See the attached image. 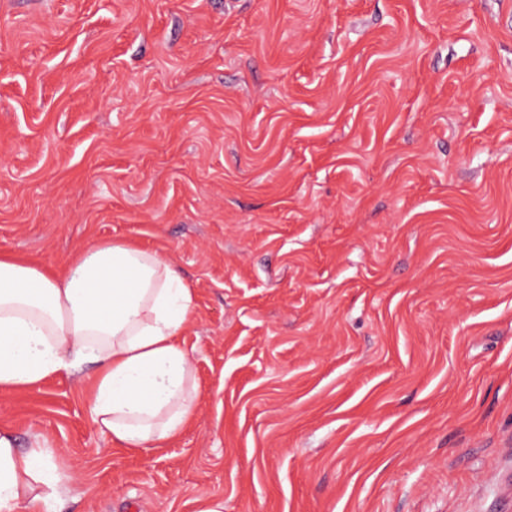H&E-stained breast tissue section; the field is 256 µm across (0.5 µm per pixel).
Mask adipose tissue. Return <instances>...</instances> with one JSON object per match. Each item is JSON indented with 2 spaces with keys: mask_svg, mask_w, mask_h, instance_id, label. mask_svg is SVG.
<instances>
[{
  "mask_svg": "<svg viewBox=\"0 0 512 512\" xmlns=\"http://www.w3.org/2000/svg\"><path fill=\"white\" fill-rule=\"evenodd\" d=\"M193 290L174 264L126 241L77 250L66 271L0 257V388L26 389L59 372L97 367L90 410L130 450L173 442L191 421L196 386L180 343ZM70 473L42 448L0 432V512L54 507Z\"/></svg>",
  "mask_w": 512,
  "mask_h": 512,
  "instance_id": "ef3b65f1",
  "label": "adipose tissue"
}]
</instances>
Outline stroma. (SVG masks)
Returning <instances> with one entry per match:
<instances>
[{
	"label": "stroma",
	"instance_id": "1",
	"mask_svg": "<svg viewBox=\"0 0 512 512\" xmlns=\"http://www.w3.org/2000/svg\"><path fill=\"white\" fill-rule=\"evenodd\" d=\"M108 239L195 291V417L0 389L57 512H512V0H0V255Z\"/></svg>",
	"mask_w": 512,
	"mask_h": 512
}]
</instances>
